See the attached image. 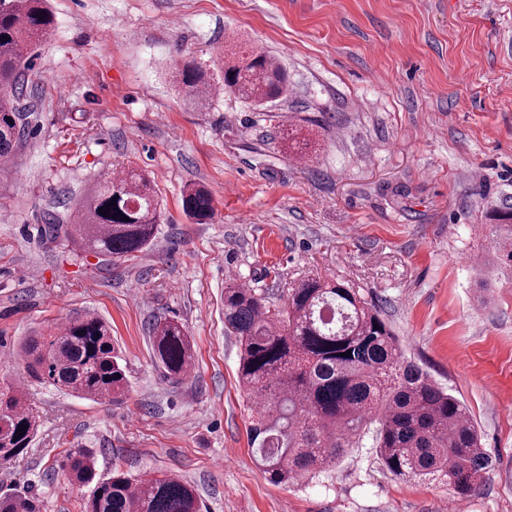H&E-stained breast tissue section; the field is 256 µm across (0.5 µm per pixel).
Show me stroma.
<instances>
[{
	"instance_id": "35a3bbf8",
	"label": "stroma",
	"mask_w": 512,
	"mask_h": 512,
	"mask_svg": "<svg viewBox=\"0 0 512 512\" xmlns=\"http://www.w3.org/2000/svg\"><path fill=\"white\" fill-rule=\"evenodd\" d=\"M55 27L28 73L30 133L0 170V383L27 384L40 423L0 488L41 512H83L68 449L99 472L161 470L203 512H512V266L489 211L512 205V0H50ZM286 68L285 99L217 91L187 104L173 81L194 61L218 83L234 41ZM312 152H288L286 130ZM145 172L163 204L131 260L78 256L44 234L95 179ZM193 183L215 216L182 207ZM282 306L311 278L361 288L407 357L465 404L491 467L472 494L388 473L352 448L284 487L254 462L224 332V282ZM105 318L130 391L101 403L27 383L22 337ZM182 323L194 365L171 382L153 357L156 321Z\"/></svg>"
}]
</instances>
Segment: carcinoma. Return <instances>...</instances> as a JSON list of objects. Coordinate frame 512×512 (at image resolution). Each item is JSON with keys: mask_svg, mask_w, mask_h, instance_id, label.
I'll use <instances>...</instances> for the list:
<instances>
[{"mask_svg": "<svg viewBox=\"0 0 512 512\" xmlns=\"http://www.w3.org/2000/svg\"><path fill=\"white\" fill-rule=\"evenodd\" d=\"M54 25L47 0H0V160L15 155L29 129L34 89L27 71ZM175 78L197 102L212 91L191 61L176 69ZM224 91L265 103L286 95L287 79L272 56L240 45L224 62ZM183 210L206 224L214 215L213 199L205 189L189 187ZM161 216L150 180L131 169L100 179L68 218L49 213L45 224L54 241L122 258L150 245ZM492 220L494 248L512 263V208L495 210ZM224 328L239 345V385L260 403L251 414V442L273 483L288 486L333 468L348 449L367 443L395 476L439 477L460 496L485 480L489 458L466 408L406 360L397 336L358 289L311 278L273 308L254 288L231 279L224 286ZM152 348L169 379L187 375L193 351L181 323L157 322ZM347 351L351 355L343 356ZM21 359L30 379L77 398L112 403L129 392L112 327L99 316L27 339ZM37 429L26 392L1 385L0 464L29 448ZM64 468L71 484L93 486L83 512H201L194 489L172 473L132 476L114 467L104 475L88 448L70 449ZM0 512H40V506L4 491Z\"/></svg>", "mask_w": 512, "mask_h": 512, "instance_id": "cac0c4a2", "label": "carcinoma"}]
</instances>
